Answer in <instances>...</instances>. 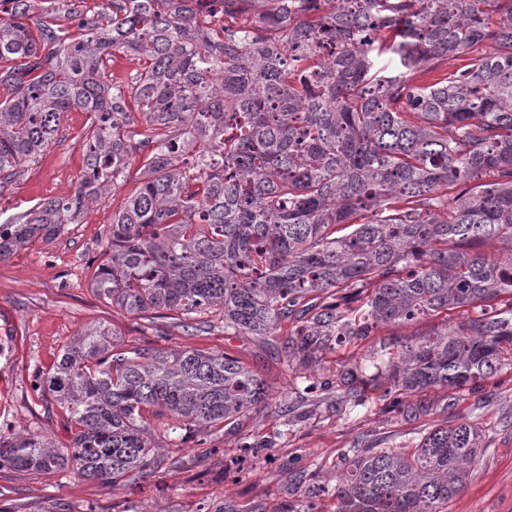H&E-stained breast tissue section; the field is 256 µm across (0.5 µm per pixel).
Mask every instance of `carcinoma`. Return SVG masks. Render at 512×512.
<instances>
[{
  "mask_svg": "<svg viewBox=\"0 0 512 512\" xmlns=\"http://www.w3.org/2000/svg\"><path fill=\"white\" fill-rule=\"evenodd\" d=\"M5 1L0 194L38 163L62 113L94 122L75 190L0 224V261L79 223L140 155L91 280L112 304L218 307L233 336L291 322L288 358L309 369L332 336L470 312L347 362L355 407L380 388L408 410L410 395L443 389L451 407L512 365V0H107L91 16L60 0L71 31L33 17L30 0ZM118 53L142 68L114 79ZM485 242L505 255L475 249ZM41 388L74 426L70 444L17 433L0 441V468L112 488L162 465L147 413L206 434L271 409L235 356L126 348L99 325ZM483 443L457 419L414 448L354 447L336 484L312 494L341 512H442Z\"/></svg>",
  "mask_w": 512,
  "mask_h": 512,
  "instance_id": "obj_1",
  "label": "carcinoma"
}]
</instances>
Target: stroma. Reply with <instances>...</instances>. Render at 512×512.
I'll return each mask as SVG.
<instances>
[{
    "mask_svg": "<svg viewBox=\"0 0 512 512\" xmlns=\"http://www.w3.org/2000/svg\"><path fill=\"white\" fill-rule=\"evenodd\" d=\"M90 123L86 112L62 115L39 162L0 192L1 222L75 189L85 170L82 144ZM130 191L127 185L108 191L55 239L33 242L0 262V438L28 433L68 444L69 424L40 382L73 337L93 325L114 330L127 347L227 352L265 380L279 410L205 437L193 431L170 436L154 422L166 444L164 463L113 489L67 470L1 469L0 512H222L228 501L239 512H336L335 498L311 489L335 484L342 451L358 442L412 448L432 428L471 417L484 433L481 461L445 512H512V367L452 407L440 389L416 395L420 409L413 414L390 409L376 391L357 407L339 377L345 363L368 356L374 343L336 336L315 373L317 391L303 397L306 372L288 363L282 335H225L215 312L198 316V329L187 331L180 314L134 315L95 292L91 277L103 259L112 214ZM260 438L268 449L243 458L245 447Z\"/></svg>",
    "mask_w": 512,
    "mask_h": 512,
    "instance_id": "stroma-1",
    "label": "stroma"
}]
</instances>
